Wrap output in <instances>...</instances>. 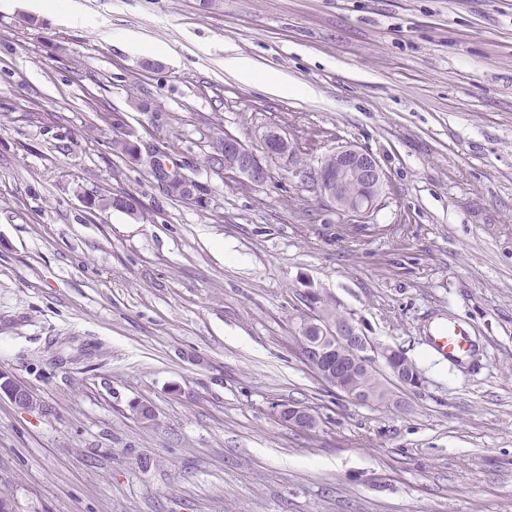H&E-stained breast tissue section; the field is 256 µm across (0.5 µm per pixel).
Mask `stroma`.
I'll return each mask as SVG.
<instances>
[{
	"mask_svg": "<svg viewBox=\"0 0 512 512\" xmlns=\"http://www.w3.org/2000/svg\"><path fill=\"white\" fill-rule=\"evenodd\" d=\"M76 2L0 9V369L38 399L0 400L11 512H512V0ZM270 128L296 156L265 184L208 166ZM345 145L385 174L359 218L303 174ZM310 290L414 363L400 407L306 368ZM442 314L470 366L429 348ZM38 7L45 13L58 15V18L69 25L83 24L85 19L73 0H36ZM224 66L236 72L245 82H264L273 91H288V82L279 75L259 68L252 60L235 57L224 60Z\"/></svg>",
	"mask_w": 512,
	"mask_h": 512,
	"instance_id": "obj_1",
	"label": "stroma"
}]
</instances>
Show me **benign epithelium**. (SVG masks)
<instances>
[{
	"label": "benign epithelium",
	"instance_id": "7a95c632",
	"mask_svg": "<svg viewBox=\"0 0 512 512\" xmlns=\"http://www.w3.org/2000/svg\"><path fill=\"white\" fill-rule=\"evenodd\" d=\"M224 141L230 153L227 170L256 185L267 182L269 170L252 149L232 134H224ZM262 143L270 158H288L292 154L291 143L276 129L267 130ZM317 179L323 196L338 211L355 217L375 207L384 186V174L376 159L354 145L341 146L321 160ZM297 345L304 364L323 383L358 404L373 405L377 396L361 385L344 382L345 374L354 370L366 375L379 374L404 390H416L420 385L412 362L396 349L366 336L346 316L327 321L319 314L314 315L302 324ZM2 395L22 410L38 405L25 385L1 369ZM291 424L311 429L317 418L310 409L298 407Z\"/></svg>",
	"mask_w": 512,
	"mask_h": 512
}]
</instances>
